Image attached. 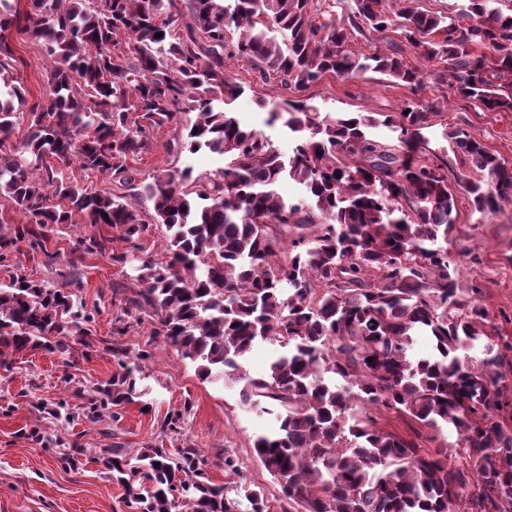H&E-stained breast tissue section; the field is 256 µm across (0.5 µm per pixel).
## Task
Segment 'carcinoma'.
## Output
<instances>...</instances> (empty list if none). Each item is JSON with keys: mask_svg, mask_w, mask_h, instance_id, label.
<instances>
[{"mask_svg": "<svg viewBox=\"0 0 512 512\" xmlns=\"http://www.w3.org/2000/svg\"><path fill=\"white\" fill-rule=\"evenodd\" d=\"M20 17L0 0V199L25 223L0 234V261L21 240L41 245L52 224H103L119 232L138 285L123 297L130 321L196 366L206 381L242 384V401L279 409V426L254 439L253 453L276 480L282 512H512V339L497 343L476 288H461L448 243L456 195L444 166L427 156L430 108L416 95L422 70L386 52L363 54L361 36L401 32L417 57L444 65L458 96L484 112H512V13L497 0H465L454 15L418 0H354L341 21L319 0H31ZM37 40L53 61L46 97L27 113L24 142L5 147L22 116L14 101L11 27ZM162 33L157 38L155 34ZM246 60L275 101L265 123L295 134L285 158L230 105L243 92L225 61ZM380 73L415 98L394 113H323L308 89L328 75ZM184 112L196 113L180 123ZM174 127L169 153L206 149L222 165L189 168L134 184L129 161ZM397 134L385 146L370 130ZM463 156L458 186L481 213L512 200V168L462 129L446 133ZM110 175L121 191L83 186L72 163ZM288 178L304 197L278 192ZM150 203L136 208L135 200ZM168 231L164 259L140 256L149 225ZM74 293L14 276L0 288V357L84 345ZM431 351L412 354L415 338ZM485 342L483 357L461 352ZM281 352L252 376L241 361L257 345ZM123 372L94 402L114 407L146 395L139 365L118 343ZM373 361H367V358ZM394 413L427 430L436 448L378 426ZM456 435L455 455L445 432ZM112 476L139 512H268L261 489L231 498L211 482L194 448H152L126 460L102 448Z\"/></svg>", "mask_w": 512, "mask_h": 512, "instance_id": "obj_1", "label": "carcinoma"}]
</instances>
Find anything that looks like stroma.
Segmentation results:
<instances>
[{
	"label": "stroma",
	"instance_id": "1",
	"mask_svg": "<svg viewBox=\"0 0 512 512\" xmlns=\"http://www.w3.org/2000/svg\"><path fill=\"white\" fill-rule=\"evenodd\" d=\"M8 42L16 58L14 74L24 88L19 109L27 112L45 96L52 62L34 40L12 33ZM442 69L435 62L422 66L419 97L437 110L424 131L430 148L444 146V133L459 127L512 167V112H484L457 97L439 81ZM227 71L244 88L232 105L234 112L264 131L282 155H290L292 136L282 127L267 126L259 105L263 98L282 99V90L259 83L244 61L229 60ZM308 94L324 112L383 113L400 111L412 95L409 87L378 73L367 80L328 76ZM169 137V129H162L152 152L134 162L136 179L187 166L197 173L214 169L215 160L205 151L168 154L164 144ZM443 160L448 186L457 197L452 241L460 285L479 289L496 335L512 337V202L501 201L492 214L478 212L457 187L464 171L461 155L451 152ZM111 233L101 225L60 224L49 232L43 249L20 241L0 264V284L14 275L55 285L75 281L77 299L89 317L87 342L77 346L74 362L65 363L55 352L26 350L0 363V512H133L126 488L113 481L100 459L104 448H124L133 457L149 448L198 449L211 482L231 489L261 488L269 512H280L279 486L252 449L257 435L277 428L276 411L262 413L242 405L240 384L201 380L189 360L150 336L149 323L113 338L112 325L123 302L112 289L119 283L135 285L137 272L133 264L113 262L112 255L129 245L113 238L109 253L85 251L89 238ZM115 339L138 360L150 393L145 403L102 409L93 424L85 418L88 398L94 389L107 386L118 369L110 347ZM175 413L181 420L172 430L166 421ZM64 448L74 451L66 460L60 456Z\"/></svg>",
	"mask_w": 512,
	"mask_h": 512
}]
</instances>
